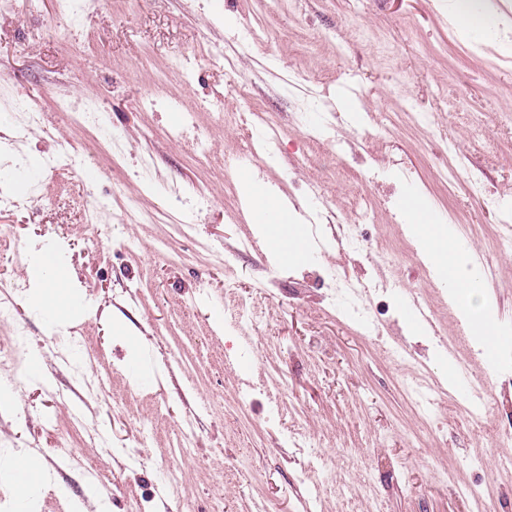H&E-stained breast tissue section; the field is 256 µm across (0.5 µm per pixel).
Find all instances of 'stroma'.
<instances>
[{
	"label": "stroma",
	"mask_w": 512,
	"mask_h": 512,
	"mask_svg": "<svg viewBox=\"0 0 512 512\" xmlns=\"http://www.w3.org/2000/svg\"><path fill=\"white\" fill-rule=\"evenodd\" d=\"M73 2L69 25L60 0L22 11L0 0V93L43 114L23 136L0 115L7 186L32 199L0 210V291L23 285L0 342L18 325L28 337L20 366H0V465L33 455L46 470L31 512H75L89 468L110 485L109 512H251L258 500L269 512H302L312 481L314 512H471L458 488L474 482L512 512L497 473L512 445L483 422L505 420L498 381L512 365L483 357L475 340L455 345L467 333L462 309L404 207L414 191L470 252L501 346L512 348V249L496 248L512 209V15L475 30L454 19L451 0ZM258 22L268 47L247 49ZM230 50L241 56L233 87ZM185 57L190 74L171 70ZM153 95L157 106L142 109ZM298 95L312 120L334 124L320 146L309 147L294 118ZM91 103L115 144L73 124ZM249 103L271 113L279 142L245 161L246 140L263 132L241 130L231 114ZM190 113L213 165L197 161L192 135L165 134ZM452 155L479 193L438 189ZM251 173L303 220L347 215L358 245H336L329 225L304 220L309 248L270 279L277 249L243 207ZM184 223L189 237L175 238ZM246 238L255 249L224 264ZM38 251L66 267L85 301L60 324L35 304L45 281ZM343 269L366 285L356 298L327 280ZM245 297L262 301L264 315L242 334L231 312ZM415 300L431 323L409 321ZM387 301L396 310L377 331L347 314ZM72 334L92 361L70 353ZM36 358L49 372L28 373ZM134 360L149 362L151 385L130 374ZM453 367L470 377L482 421L453 416L444 398L424 419L407 400V382L446 385ZM87 374L105 381V395L86 397ZM189 421L196 446L174 454ZM298 435L318 447L294 446ZM61 446L73 457H57ZM447 468L455 482L438 479Z\"/></svg>",
	"instance_id": "1"
}]
</instances>
